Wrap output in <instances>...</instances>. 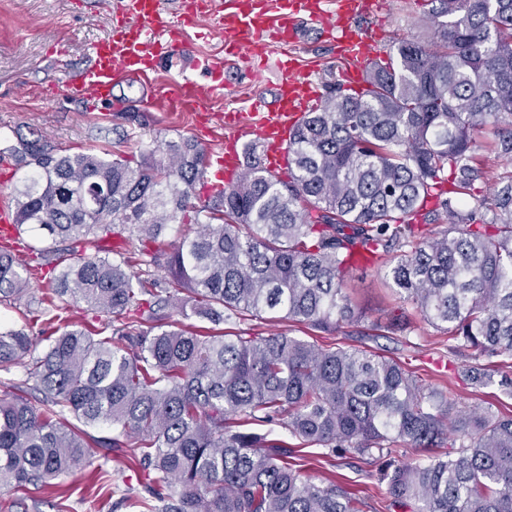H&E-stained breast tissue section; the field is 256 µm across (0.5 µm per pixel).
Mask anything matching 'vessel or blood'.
I'll use <instances>...</instances> for the list:
<instances>
[{
    "label": "vessel or blood",
    "instance_id": "vessel-or-blood-1",
    "mask_svg": "<svg viewBox=\"0 0 512 512\" xmlns=\"http://www.w3.org/2000/svg\"><path fill=\"white\" fill-rule=\"evenodd\" d=\"M383 6V0H336L332 10L326 0H178L170 11L162 0H109L111 35L93 44L90 64L71 73L63 91L90 112L111 103L116 84L144 77L171 55L185 24L212 23L223 32V54L203 63L210 74H222L236 61L250 66L266 58L273 45L299 42L297 18L301 15L335 33L337 53L345 62L342 81L359 87L378 52L376 37L360 34L356 21L362 15L378 14ZM276 89L273 105L257 101L247 113H210L206 101L212 87L191 79L177 84L183 110L207 112L214 128L224 132V146L210 163L215 177L211 190H219L220 180L230 181L243 173L246 150L254 142L263 145L269 169L286 168L290 136L302 115L319 106L322 91L311 73L283 62L278 65Z\"/></svg>",
    "mask_w": 512,
    "mask_h": 512
}]
</instances>
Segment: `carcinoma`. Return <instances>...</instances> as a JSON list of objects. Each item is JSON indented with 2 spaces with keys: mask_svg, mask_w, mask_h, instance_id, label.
Wrapping results in <instances>:
<instances>
[{
  "mask_svg": "<svg viewBox=\"0 0 512 512\" xmlns=\"http://www.w3.org/2000/svg\"><path fill=\"white\" fill-rule=\"evenodd\" d=\"M438 2L428 39L398 40L397 67L374 60L368 91L324 85L281 173L254 144L245 174L203 196L207 151L191 137L130 157L41 138L7 150L23 171L14 224L39 246L28 262L0 244V302L29 312L0 328V371L24 368L41 398L0 393V490L46 485L95 447L139 470L140 512H361L340 476L306 474L298 450L272 437L281 426L299 447L377 468L386 496L412 512H512V416L462 406L365 349L204 336L169 314L214 325L280 314L330 334L363 320L346 292L362 264L398 295L384 329L402 333L416 314L454 342L473 384L498 374L512 393V378L484 363L512 357V0ZM486 133L493 158L480 159ZM491 160L504 166L487 197L477 182ZM188 212L174 248L155 247ZM107 237L100 253L77 250ZM45 267L50 294L33 309L31 279ZM82 305L112 335L58 325ZM38 323L53 330L36 336ZM101 426L109 435L89 433ZM445 442L423 461L396 460L400 443Z\"/></svg>",
  "mask_w": 512,
  "mask_h": 512,
  "instance_id": "obj_1",
  "label": "carcinoma"
}]
</instances>
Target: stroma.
<instances>
[{"label": "stroma", "instance_id": "obj_1", "mask_svg": "<svg viewBox=\"0 0 512 512\" xmlns=\"http://www.w3.org/2000/svg\"><path fill=\"white\" fill-rule=\"evenodd\" d=\"M386 2L382 18L357 21L362 28H382V54H390L398 39L428 38L427 0ZM109 30V17L100 0H0V149L16 144L18 137L41 135L62 150L135 154L157 139L200 138L197 113L150 107V99L171 84L192 79L212 87L209 107L223 113L250 111L255 100L272 93L268 78L252 77L241 65L225 69L219 77L195 69L194 60L223 50L224 38L214 28L187 27L174 56L165 59L149 79L120 85L114 90L112 104L98 112L85 111L63 97L60 88L69 74L88 65L91 45ZM273 56L294 60L322 83L337 78L341 66L332 36L313 25L306 26L301 43L274 46ZM130 106L138 111L133 121L125 113ZM100 126L109 128L108 138H96ZM347 292L364 312V320L320 335V342L376 352L402 363L423 384L446 387L462 405L479 410L490 406L496 412L512 414V395L504 394L495 383L472 385L465 375L464 360L450 352L447 336L420 318H413L404 334L384 331L386 314L397 300L384 285L382 273L373 269L354 272ZM223 329L241 336L280 331L302 339L307 336L304 326L268 315L236 319L225 323ZM99 467L105 470L109 484L117 486V493L98 494L95 470ZM333 468L364 498V512H410L409 507L384 498L375 469L356 459L343 457L333 466L316 462L310 474L318 482ZM126 489L132 491L131 499H124ZM141 492L135 473L128 470L122 457L98 454L82 471L61 475L48 486L29 487L22 494V505L13 512H58L62 504L67 512H138L132 499Z\"/></svg>", "mask_w": 512, "mask_h": 512}]
</instances>
